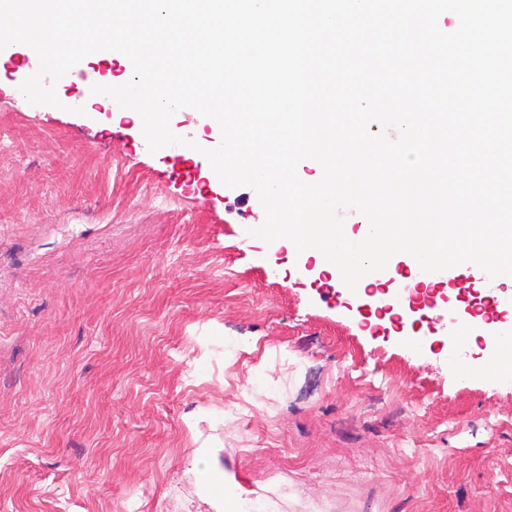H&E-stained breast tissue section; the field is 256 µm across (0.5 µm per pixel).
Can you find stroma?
I'll use <instances>...</instances> for the list:
<instances>
[{"mask_svg":"<svg viewBox=\"0 0 512 512\" xmlns=\"http://www.w3.org/2000/svg\"><path fill=\"white\" fill-rule=\"evenodd\" d=\"M0 57V512H512V379L362 327L254 189ZM122 151L113 154L111 145ZM225 488L226 495L229 497L236 500L246 497V495H243L244 493L233 486L226 487L225 484ZM234 512H275V504L274 501L268 499L250 497L246 500H239L235 504Z\"/></svg>","mask_w":512,"mask_h":512,"instance_id":"35a3bbf8","label":"stroma"}]
</instances>
